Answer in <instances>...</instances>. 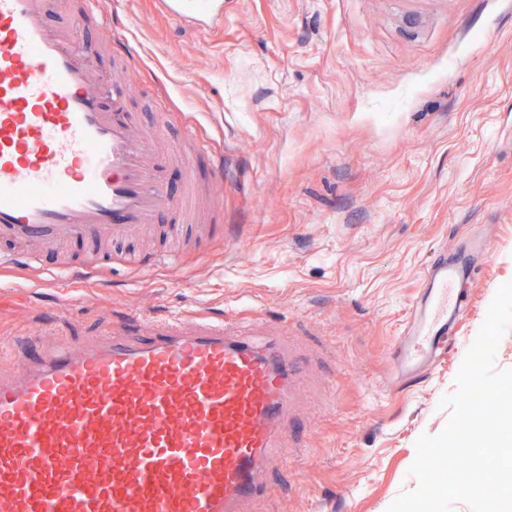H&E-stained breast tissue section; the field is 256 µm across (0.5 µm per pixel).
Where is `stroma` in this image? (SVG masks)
Segmentation results:
<instances>
[{
  "instance_id": "35a3bbf8",
  "label": "stroma",
  "mask_w": 512,
  "mask_h": 512,
  "mask_svg": "<svg viewBox=\"0 0 512 512\" xmlns=\"http://www.w3.org/2000/svg\"><path fill=\"white\" fill-rule=\"evenodd\" d=\"M140 60L124 99L193 131L224 181L223 223L123 249L99 275H0V339L49 330L79 343L132 317L201 310L245 321L253 340L294 337L307 359L291 410L302 448L246 512H387L418 479L421 435L449 413L464 356L512 281V0H224V26L183 29L154 0H112ZM487 239L455 350L395 384L385 361L420 274L462 235Z\"/></svg>"
}]
</instances>
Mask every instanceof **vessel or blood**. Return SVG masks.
<instances>
[{
	"label": "vessel or blood",
	"mask_w": 512,
	"mask_h": 512,
	"mask_svg": "<svg viewBox=\"0 0 512 512\" xmlns=\"http://www.w3.org/2000/svg\"><path fill=\"white\" fill-rule=\"evenodd\" d=\"M52 5L0 0L1 267L33 266L38 246L134 238L163 215L200 221L201 188L191 180L176 195L166 177L203 143L189 133L171 144L165 120L145 127L88 76L97 45L119 63L138 56L107 19L112 0H85L56 25ZM160 5L200 31L224 19V0ZM26 243L33 251L18 253ZM485 248L470 238L423 270L386 353L401 382L452 350ZM23 345L20 377L0 374V512H243L274 448L305 444L287 419L303 373L293 349L250 342L224 319L174 315L78 349Z\"/></svg>",
	"instance_id": "obj_1"
}]
</instances>
